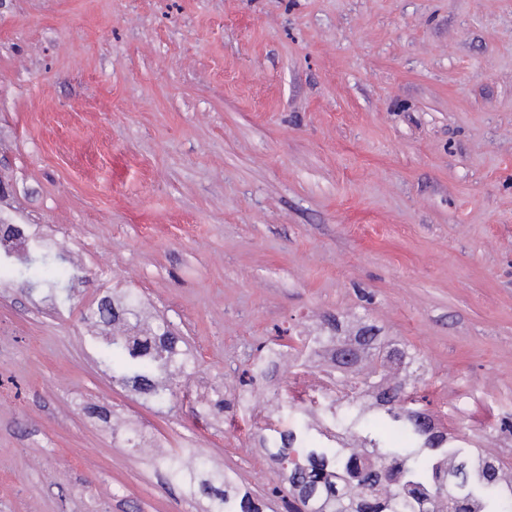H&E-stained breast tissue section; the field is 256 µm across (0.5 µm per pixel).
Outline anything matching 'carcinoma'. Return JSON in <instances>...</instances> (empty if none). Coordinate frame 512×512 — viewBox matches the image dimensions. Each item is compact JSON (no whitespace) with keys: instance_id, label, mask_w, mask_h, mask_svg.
I'll return each mask as SVG.
<instances>
[{"instance_id":"cac0c4a2","label":"carcinoma","mask_w":512,"mask_h":512,"mask_svg":"<svg viewBox=\"0 0 512 512\" xmlns=\"http://www.w3.org/2000/svg\"><path fill=\"white\" fill-rule=\"evenodd\" d=\"M126 300L98 306L100 316L112 313L107 354L122 359L112 382L165 402L173 390L160 377L175 371L179 338L165 324L144 328ZM296 342V357L323 359L324 393L302 411L281 397L277 412L291 422L258 428L261 447L287 473L288 512H512V466L467 447L408 390L405 348L385 344L371 325ZM160 462L183 480L179 456ZM199 487L210 512H263L261 500L230 490L223 472Z\"/></svg>"}]
</instances>
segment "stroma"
<instances>
[{
  "label": "stroma",
  "mask_w": 512,
  "mask_h": 512,
  "mask_svg": "<svg viewBox=\"0 0 512 512\" xmlns=\"http://www.w3.org/2000/svg\"><path fill=\"white\" fill-rule=\"evenodd\" d=\"M0 176L78 277L0 263V512H207L201 458L285 512L251 429L318 373L239 376L328 316L512 463V0H0ZM121 289L185 338L167 403L101 361Z\"/></svg>",
  "instance_id": "35a3bbf8"
}]
</instances>
